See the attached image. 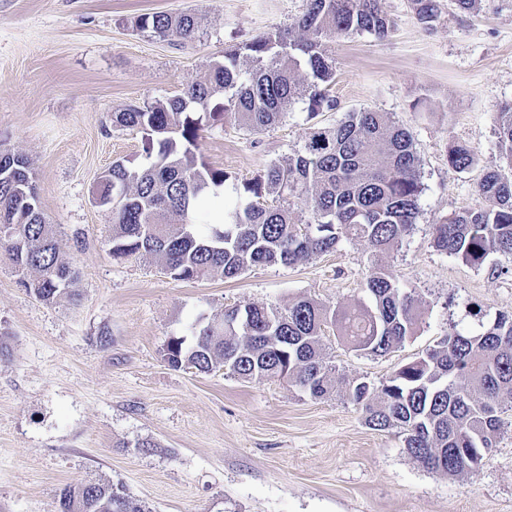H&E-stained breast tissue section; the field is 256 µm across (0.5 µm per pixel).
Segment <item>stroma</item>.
Wrapping results in <instances>:
<instances>
[{"label":"stroma","mask_w":512,"mask_h":512,"mask_svg":"<svg viewBox=\"0 0 512 512\" xmlns=\"http://www.w3.org/2000/svg\"><path fill=\"white\" fill-rule=\"evenodd\" d=\"M381 6L394 21L386 38L330 42L338 106L318 121L372 109L411 134L423 192L401 248L381 254L345 240L291 266L182 282L152 256H112V220L92 190L113 161L144 162L140 132L112 115L181 93L226 48L294 24L305 0H0V147L28 159L81 293L77 303L45 304L0 246V512H59L63 488L95 477L123 484L153 512H512V411L485 465L451 478L412 459L401 434L367 428L342 393L314 399L284 381L198 374L161 356L168 336L201 315L282 309L302 296L331 308L368 301L375 263L415 289L425 313L385 356L351 351L327 332L345 379L380 385L448 334L512 314V256L475 267L438 253L430 235L483 206L476 185L504 163L496 112L512 99V0L467 13L442 0L428 26L411 0ZM152 12H191L201 26L192 39H162L135 25ZM308 127L302 103L259 134L207 123L199 153L241 183L293 154ZM455 145L475 149L470 169L449 167Z\"/></svg>","instance_id":"stroma-1"}]
</instances>
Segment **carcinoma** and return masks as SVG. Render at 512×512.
Wrapping results in <instances>:
<instances>
[{
	"mask_svg": "<svg viewBox=\"0 0 512 512\" xmlns=\"http://www.w3.org/2000/svg\"><path fill=\"white\" fill-rule=\"evenodd\" d=\"M417 19L429 24L441 0H411ZM136 26L160 38L187 39L200 27L193 14L154 12ZM290 39L266 32L224 52L181 94L112 113V124L143 133L148 163L130 167L116 160L103 172L93 196L110 205L112 256H153L176 281L220 274L234 278L252 266L288 265L360 239L378 253L399 247L416 223L423 191L420 159L409 132L389 112H348L333 126L315 118L336 109L330 95L335 66L327 43L336 37H387L393 27L380 0H305ZM221 111L209 112L215 98ZM312 121L303 144L288 162H273L243 187L220 219L198 221L204 204L229 176L197 155L203 121L232 117L250 132L270 128L297 102ZM497 138L505 165L477 183L485 206L467 209L431 227L433 247L468 264L492 253L512 255V102L497 113ZM475 152L456 145L448 165L463 171ZM273 197L274 203L263 200ZM0 237L22 284L54 304L78 296V274L60 254L55 225L42 211L27 158L0 150ZM365 289L371 304L330 309L303 297L284 310L233 308L220 320H195L188 333L170 336L162 348L174 369L214 370L243 381L286 380L313 399L338 391L324 332L336 328L352 350L384 356L414 336L423 315L415 292L374 264ZM364 424L401 430L407 453L424 468L450 477L474 474L490 457L512 407V315L501 314L477 334L455 332L405 363L380 386L346 384ZM60 512H153L124 486L92 479L66 487Z\"/></svg>",
	"mask_w": 512,
	"mask_h": 512,
	"instance_id": "obj_1",
	"label": "carcinoma"
}]
</instances>
